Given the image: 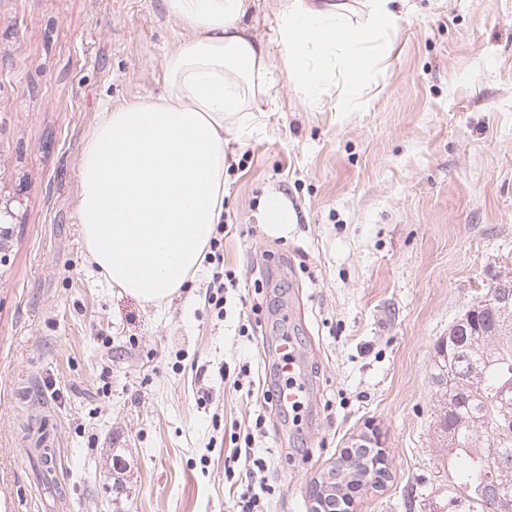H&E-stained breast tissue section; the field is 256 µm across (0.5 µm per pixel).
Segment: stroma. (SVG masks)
<instances>
[{"label":"stroma","instance_id":"35a3bbf8","mask_svg":"<svg viewBox=\"0 0 512 512\" xmlns=\"http://www.w3.org/2000/svg\"><path fill=\"white\" fill-rule=\"evenodd\" d=\"M391 49L348 112L302 102L281 58L251 131L224 135V266L159 304L112 285L78 221L102 112L164 90L189 31L164 0H0V512H233L224 457L254 435L264 512H310L311 483L367 424L389 460L356 512H465L437 429L435 346L512 272V0H395ZM294 214L259 223L268 190ZM309 394L264 403L280 337ZM249 365L251 384L232 375ZM263 429H255L257 415ZM53 449L55 490L27 454Z\"/></svg>","mask_w":512,"mask_h":512}]
</instances>
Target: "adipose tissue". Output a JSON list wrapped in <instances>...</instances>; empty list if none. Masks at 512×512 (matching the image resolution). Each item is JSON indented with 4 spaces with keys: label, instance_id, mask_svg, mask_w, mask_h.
I'll return each instance as SVG.
<instances>
[{
    "label": "adipose tissue",
    "instance_id": "adipose-tissue-1",
    "mask_svg": "<svg viewBox=\"0 0 512 512\" xmlns=\"http://www.w3.org/2000/svg\"><path fill=\"white\" fill-rule=\"evenodd\" d=\"M247 0H166L191 31L164 59L165 91L103 113L80 167L78 216L100 272L146 302L166 300L201 266L224 216V135L271 80L270 53L241 23ZM280 0L274 42L306 105L342 78L348 111L374 77L394 0Z\"/></svg>",
    "mask_w": 512,
    "mask_h": 512
}]
</instances>
